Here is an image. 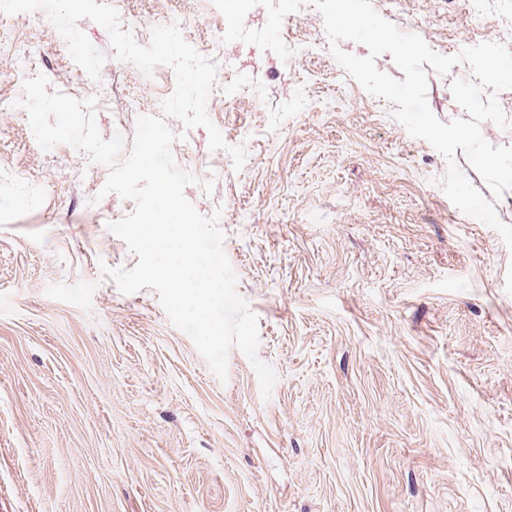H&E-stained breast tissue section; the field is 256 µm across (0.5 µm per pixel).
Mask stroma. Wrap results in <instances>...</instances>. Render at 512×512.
Instances as JSON below:
<instances>
[{
    "label": "stroma",
    "instance_id": "stroma-1",
    "mask_svg": "<svg viewBox=\"0 0 512 512\" xmlns=\"http://www.w3.org/2000/svg\"><path fill=\"white\" fill-rule=\"evenodd\" d=\"M370 2L439 54L469 35L461 0ZM123 8L135 32L112 0L0 10V512H512V250L434 189L445 158L336 62L313 7L284 20L285 60L224 41L213 0ZM17 63L93 100L107 140L175 94L184 194L221 214L270 397L238 348L219 379L155 290L104 275L138 262L108 229L134 204L77 147L40 148Z\"/></svg>",
    "mask_w": 512,
    "mask_h": 512
}]
</instances>
